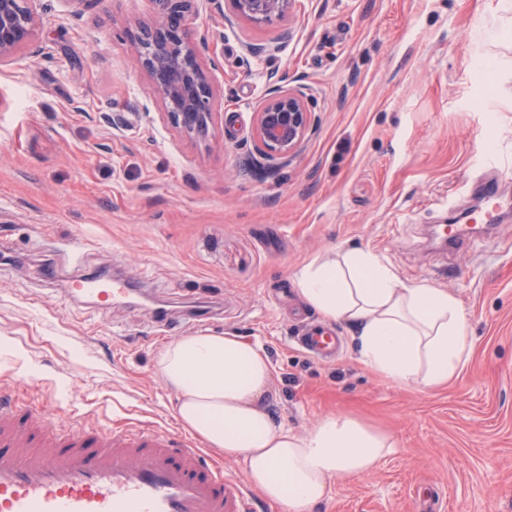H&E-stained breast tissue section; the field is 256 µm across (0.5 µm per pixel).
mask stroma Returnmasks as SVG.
<instances>
[{
    "instance_id": "stroma-1",
    "label": "stroma",
    "mask_w": 512,
    "mask_h": 512,
    "mask_svg": "<svg viewBox=\"0 0 512 512\" xmlns=\"http://www.w3.org/2000/svg\"><path fill=\"white\" fill-rule=\"evenodd\" d=\"M36 34L0 64V378L54 425L177 428L155 356L202 331L262 346L271 409L305 433L346 413L392 436L371 472L315 512H512V223L453 254L430 236L492 156L512 163V28L499 0H297L281 21L195 0L214 90L205 135L176 128L128 34L155 0H34ZM260 47L247 54L245 45ZM303 91L314 126L273 174L254 164L270 88ZM351 248L448 290L473 338L446 387L403 389L362 365L350 329L321 361L292 341L321 316L294 277ZM135 276L98 308L70 282ZM166 323H158V309ZM242 512H277L242 463Z\"/></svg>"
}]
</instances>
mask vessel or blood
<instances>
[{"label": "vessel or blood", "instance_id": "1", "mask_svg": "<svg viewBox=\"0 0 512 512\" xmlns=\"http://www.w3.org/2000/svg\"><path fill=\"white\" fill-rule=\"evenodd\" d=\"M479 213L451 218L449 246L466 241L475 223L498 224L512 215L495 181L474 184ZM98 306L138 295L127 278L108 288L81 280ZM309 354L333 356L340 340L314 325L299 336ZM0 512H240L223 471L209 467L196 442L172 429H107L62 434L48 429L41 410L15 404L0 386Z\"/></svg>", "mask_w": 512, "mask_h": 512}]
</instances>
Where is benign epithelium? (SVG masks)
Listing matches in <instances>:
<instances>
[{"instance_id": "benign-epithelium-1", "label": "benign epithelium", "mask_w": 512, "mask_h": 512, "mask_svg": "<svg viewBox=\"0 0 512 512\" xmlns=\"http://www.w3.org/2000/svg\"><path fill=\"white\" fill-rule=\"evenodd\" d=\"M34 0H0V62L23 50L35 36ZM195 0H156L158 19L130 34V46L164 105L172 124L187 134L208 129L213 89L200 61L189 21ZM233 15L255 25L286 18L295 0H230ZM312 112L303 92L272 88L255 122V151L267 169L292 156L312 131Z\"/></svg>"}]
</instances>
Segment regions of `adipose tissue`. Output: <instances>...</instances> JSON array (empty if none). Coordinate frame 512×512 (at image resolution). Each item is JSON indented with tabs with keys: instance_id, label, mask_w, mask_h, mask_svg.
Segmentation results:
<instances>
[{
	"instance_id": "ef3b65f1",
	"label": "adipose tissue",
	"mask_w": 512,
	"mask_h": 512,
	"mask_svg": "<svg viewBox=\"0 0 512 512\" xmlns=\"http://www.w3.org/2000/svg\"><path fill=\"white\" fill-rule=\"evenodd\" d=\"M300 296L325 320L347 323L361 362L397 387L437 389L467 361L468 321L448 291L408 285L370 251L327 255L295 276ZM177 395L181 426L241 460L250 481L281 512H313L333 483L360 477L391 453L387 435L336 414L300 435L278 422L267 393L272 364L259 345L202 332L156 355Z\"/></svg>"
}]
</instances>
